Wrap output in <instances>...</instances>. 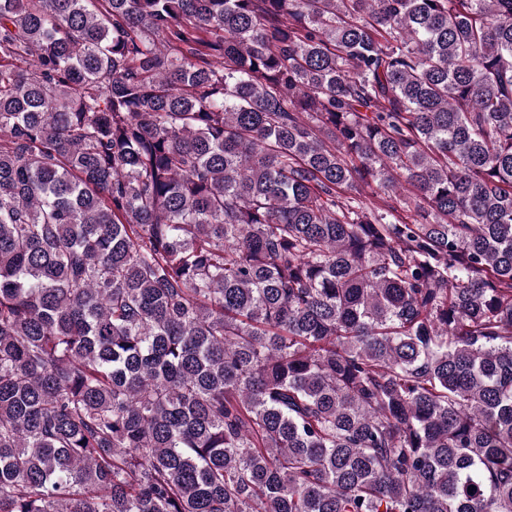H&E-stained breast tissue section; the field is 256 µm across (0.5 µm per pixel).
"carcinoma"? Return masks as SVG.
<instances>
[{"mask_svg": "<svg viewBox=\"0 0 512 512\" xmlns=\"http://www.w3.org/2000/svg\"><path fill=\"white\" fill-rule=\"evenodd\" d=\"M0 512H512V0H0Z\"/></svg>", "mask_w": 512, "mask_h": 512, "instance_id": "cac0c4a2", "label": "carcinoma"}]
</instances>
